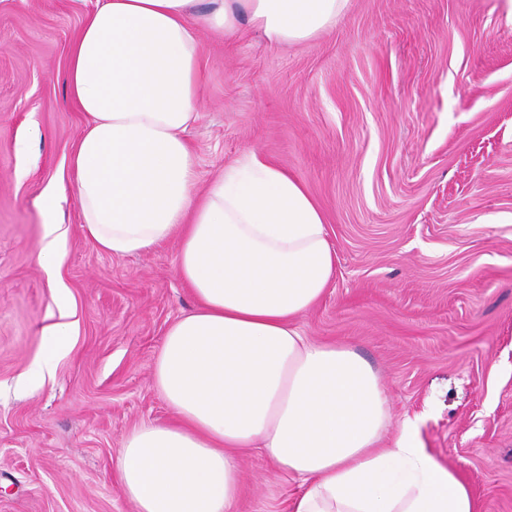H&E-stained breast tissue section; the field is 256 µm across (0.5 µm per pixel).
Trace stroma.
Segmentation results:
<instances>
[{"label":"stroma","mask_w":512,"mask_h":512,"mask_svg":"<svg viewBox=\"0 0 512 512\" xmlns=\"http://www.w3.org/2000/svg\"><path fill=\"white\" fill-rule=\"evenodd\" d=\"M92 0H0V512H134L116 456L171 410L154 385L167 329L194 299L177 240L102 253L67 198L66 257L37 262L40 201L70 181L83 115L68 50ZM197 188L257 151L299 178L336 249L298 325L378 372L392 425L415 419L479 512H512V19L504 0H350L314 39L199 34ZM68 289L73 345L28 386ZM234 512H289L299 482L238 456Z\"/></svg>","instance_id":"stroma-1"}]
</instances>
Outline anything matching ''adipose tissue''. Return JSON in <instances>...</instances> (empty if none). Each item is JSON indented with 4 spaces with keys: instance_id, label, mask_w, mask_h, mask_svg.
Masks as SVG:
<instances>
[{
    "instance_id": "1",
    "label": "adipose tissue",
    "mask_w": 512,
    "mask_h": 512,
    "mask_svg": "<svg viewBox=\"0 0 512 512\" xmlns=\"http://www.w3.org/2000/svg\"><path fill=\"white\" fill-rule=\"evenodd\" d=\"M347 4L95 0L71 44L66 85L86 122L71 182L42 200L38 261L49 272L62 263L55 217L71 196L85 237L107 254L179 236L178 274L195 298L155 363L174 417L134 429L117 459L135 512H232L236 455L250 448L300 480L291 512H478L457 471L422 448L414 421L383 444L390 405L370 363L297 326L336 271L304 184L252 151L192 191L199 30L231 39L248 28L271 44H301L335 27ZM72 336L63 319L43 328L28 384L51 372Z\"/></svg>"
}]
</instances>
